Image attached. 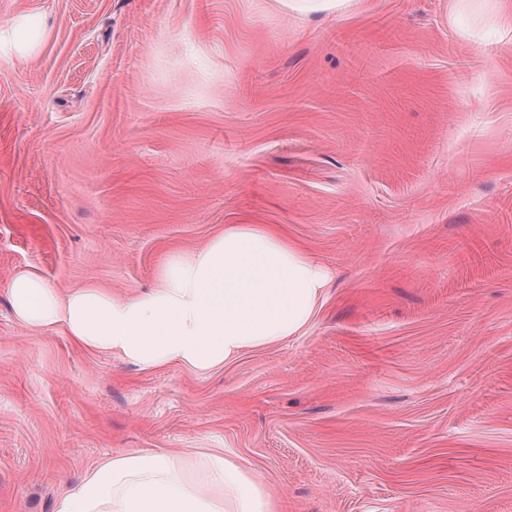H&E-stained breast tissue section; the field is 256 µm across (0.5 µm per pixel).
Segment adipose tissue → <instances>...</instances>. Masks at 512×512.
Wrapping results in <instances>:
<instances>
[{
  "label": "adipose tissue",
  "instance_id": "obj_1",
  "mask_svg": "<svg viewBox=\"0 0 512 512\" xmlns=\"http://www.w3.org/2000/svg\"><path fill=\"white\" fill-rule=\"evenodd\" d=\"M453 18L512 45L507 0H455ZM46 35L32 15L0 25V53L29 58ZM333 275L264 224H228L203 246L167 257L147 292L117 297L91 284L59 294L37 271L8 284L15 318L62 328L76 344L143 369L202 374L244 350L290 339L312 320ZM54 512H281L263 477L224 453L131 449L98 463Z\"/></svg>",
  "mask_w": 512,
  "mask_h": 512
}]
</instances>
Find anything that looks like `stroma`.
I'll return each instance as SVG.
<instances>
[{
	"label": "stroma",
	"mask_w": 512,
	"mask_h": 512,
	"mask_svg": "<svg viewBox=\"0 0 512 512\" xmlns=\"http://www.w3.org/2000/svg\"><path fill=\"white\" fill-rule=\"evenodd\" d=\"M451 0H0V512H53L132 448H220L284 512H512V45ZM227 224L330 268L299 336L195 374L19 324L151 287ZM290 14L305 16L316 12L334 13L347 10L352 0H276ZM46 35L43 24L33 15H21L7 26L0 25V53L29 58Z\"/></svg>",
	"instance_id": "obj_1"
}]
</instances>
